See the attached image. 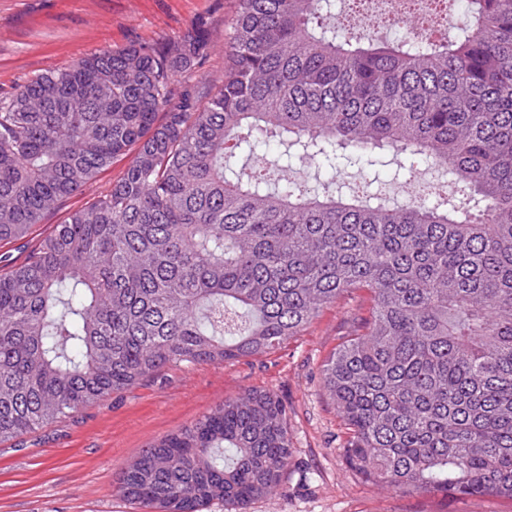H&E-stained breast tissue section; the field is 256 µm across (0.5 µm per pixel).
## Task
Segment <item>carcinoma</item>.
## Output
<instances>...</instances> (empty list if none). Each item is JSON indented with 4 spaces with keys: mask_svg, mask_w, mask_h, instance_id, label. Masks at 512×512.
Instances as JSON below:
<instances>
[{
    "mask_svg": "<svg viewBox=\"0 0 512 512\" xmlns=\"http://www.w3.org/2000/svg\"><path fill=\"white\" fill-rule=\"evenodd\" d=\"M335 0H237L224 85L173 79L204 28L164 52L92 53L0 100V244L112 162L123 175L0 273V443L167 366L260 357L344 294L373 296L323 369L351 467L407 491L512 499V0H464L433 41L361 38ZM284 150L262 163L261 137ZM406 152L457 196L389 205L311 190L288 156L336 173ZM292 456L288 407L226 399L129 463L143 512H248Z\"/></svg>",
    "mask_w": 512,
    "mask_h": 512,
    "instance_id": "1",
    "label": "carcinoma"
}]
</instances>
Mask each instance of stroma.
Here are the masks:
<instances>
[{
  "instance_id": "1",
  "label": "stroma",
  "mask_w": 512,
  "mask_h": 512,
  "mask_svg": "<svg viewBox=\"0 0 512 512\" xmlns=\"http://www.w3.org/2000/svg\"><path fill=\"white\" fill-rule=\"evenodd\" d=\"M234 14L235 0H0V99L91 53L141 44L161 51L202 26L210 34L208 54L175 83L195 86L199 101H206L224 82ZM128 163L114 160L23 241L0 245V269L22 260L53 225L108 190ZM371 307L369 291H354L267 355L171 366L0 443V512H141L118 489L125 466L224 399L252 390L271 392L287 405L292 457L280 490L253 500L248 512H512L505 497L451 501L434 491L380 485L350 469L343 456L350 432L325 391L322 366Z\"/></svg>"
}]
</instances>
